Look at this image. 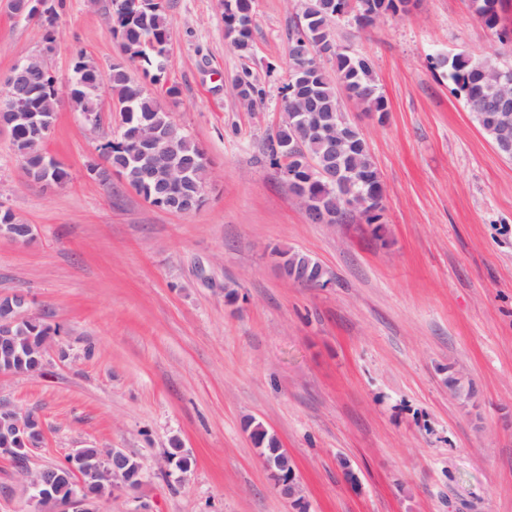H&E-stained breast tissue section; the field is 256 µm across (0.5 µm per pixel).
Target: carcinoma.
<instances>
[{"label":"carcinoma","instance_id":"cac0c4a2","mask_svg":"<svg viewBox=\"0 0 512 512\" xmlns=\"http://www.w3.org/2000/svg\"><path fill=\"white\" fill-rule=\"evenodd\" d=\"M112 2L111 35L121 39L127 55V63H114L107 77L113 95L122 105V125L120 134L106 140L101 147L107 149V161L123 170L127 183L152 205L167 209L166 203L157 198V187L164 182L166 166H161L158 178L152 181L141 179L139 163L135 158L136 147L131 136L141 125L152 124L159 131L171 137L177 147L179 162L191 171V179L183 186L184 192L193 195L195 189L207 182L208 163L204 151L191 137L182 132L170 119L158 100L143 92L133 82L127 64H138L147 72H153V82L159 84L166 73L164 53L169 39L166 6L162 0H131L133 5L124 7L122 0ZM255 0H224V28L235 47L243 54L252 51V32ZM403 0H308L303 12V22L294 30L292 43H304L315 51L320 50L333 40L330 24L337 19L336 12H350L357 9L355 20L362 25L374 23L388 14L399 13V4ZM498 0H471V8L484 25L495 31L503 39H512V30L500 25V16L496 8ZM336 78H331L325 69L320 68L307 73L306 84L298 91H289V84L282 87V119L278 126L277 139H268L265 156L270 165L277 168H296L289 190L306 193L312 199L334 194L337 188L325 182H309L308 175L301 170L303 156L321 158L328 151L324 139L309 134L303 114L309 113L308 103H313L317 112H339L343 104L339 103L338 92L345 89L349 96L357 100L367 112H387V104L377 91L373 63L363 55H350L335 52ZM439 64L449 67V78L463 95L464 104L475 121L491 140L498 152L512 159V148L501 145L503 132L512 135V111L496 112L488 107L491 92L482 80L483 73L490 72L498 64L490 58H464L455 56L448 60L442 58ZM238 82L247 86L252 103L262 100L264 88L245 70ZM20 85L29 94L30 110L37 113V120L46 129H51L55 119V80L47 71H38L20 81ZM101 85L98 68L83 54H78L73 64V76L70 86V100L76 111L84 117L98 114L96 102ZM13 145L24 157L23 172L25 179L32 183L44 181L64 184L69 181V172L55 162L44 151L45 139L35 136L34 125H20L11 134ZM301 142L305 155L289 159L288 147L293 141ZM342 166L359 174H367L372 184L380 187L382 182L378 169L371 157L366 139L352 135L338 157ZM364 188L355 181L345 186V197L353 204L349 210L340 214L335 223L345 224L353 218L352 212L358 211L366 223L373 224L378 216L362 208L361 195ZM276 256L283 259L291 268L306 267L310 255L293 250H277ZM52 326L45 321L37 324L21 320L12 327L11 335L0 337V366L23 372L28 377L39 376L46 364L49 331ZM15 412L0 410V449L10 454V461L22 474L28 461L30 448L19 444L12 436ZM255 445L261 449L264 461L269 462L283 455L277 436L262 423L250 419L246 423ZM169 462L182 474L191 471L192 458L173 441L166 452ZM142 469L140 463L127 456L114 470L112 457L104 448H80L68 456L65 462L43 468L38 477V486L25 481L30 495L38 499V504L46 506L58 504L72 493L80 492L85 500V512H95L97 500L110 496L116 490L135 487L141 484Z\"/></svg>","mask_w":512,"mask_h":512}]
</instances>
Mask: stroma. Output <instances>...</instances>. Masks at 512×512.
<instances>
[{
  "mask_svg": "<svg viewBox=\"0 0 512 512\" xmlns=\"http://www.w3.org/2000/svg\"><path fill=\"white\" fill-rule=\"evenodd\" d=\"M303 4L255 0L245 56L225 36L221 0H168L167 80L180 93L165 106L210 162L203 207L178 214L87 172L121 106L101 86L92 126L68 84L77 54L104 76L125 61L110 0H62L50 29L0 0V78L43 57L59 96L44 148L70 174L26 182L0 131V205L34 229L25 244L0 237V296L27 293L60 330L43 375L0 376V400L42 422L32 468L87 447L144 465L141 487L98 512H297L274 491L249 417L288 452L307 512H512V159L436 65L460 55L512 66V42L470 0L331 24L338 46L372 60L387 103L383 117L343 104L383 184L377 237L359 217L309 223L263 153ZM246 70L262 104L236 95ZM277 247L319 260L331 286L285 280ZM453 367L476 385L475 404L441 386ZM174 438L194 461L184 479L159 470ZM0 512H46L1 456Z\"/></svg>",
  "mask_w": 512,
  "mask_h": 512,
  "instance_id": "stroma-1",
  "label": "stroma"
}]
</instances>
